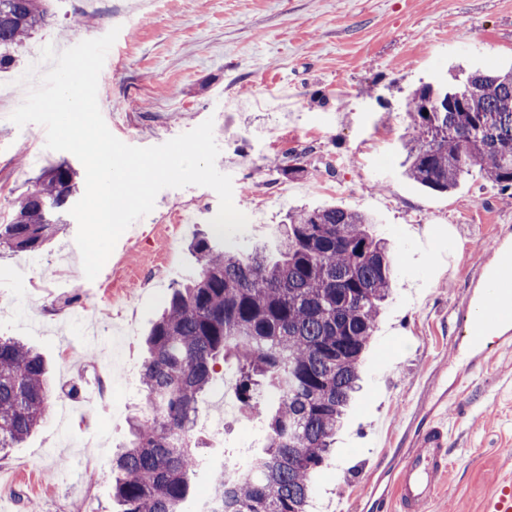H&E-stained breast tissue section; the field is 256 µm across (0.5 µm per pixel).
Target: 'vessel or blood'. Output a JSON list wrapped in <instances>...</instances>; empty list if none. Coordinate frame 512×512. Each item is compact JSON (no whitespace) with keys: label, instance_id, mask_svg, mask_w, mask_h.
Segmentation results:
<instances>
[{"label":"vessel or blood","instance_id":"1","mask_svg":"<svg viewBox=\"0 0 512 512\" xmlns=\"http://www.w3.org/2000/svg\"><path fill=\"white\" fill-rule=\"evenodd\" d=\"M492 248L497 261L481 265L476 279L496 282V289L483 295L469 291L465 300L471 311L465 343L473 368L484 365L491 351L512 346V281L504 277L512 270V240L496 237ZM446 403L443 397L436 400L409 447L396 449L398 475L393 488L373 483L368 498L375 512H429L448 473V419L442 413ZM485 512H512L511 480L498 485Z\"/></svg>","mask_w":512,"mask_h":512}]
</instances>
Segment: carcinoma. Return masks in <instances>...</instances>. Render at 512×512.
Wrapping results in <instances>:
<instances>
[{"instance_id":"cac0c4a2","label":"carcinoma","mask_w":512,"mask_h":512,"mask_svg":"<svg viewBox=\"0 0 512 512\" xmlns=\"http://www.w3.org/2000/svg\"><path fill=\"white\" fill-rule=\"evenodd\" d=\"M48 0H0V71L48 18ZM426 84L407 102L412 136L405 174L447 192L473 166L512 196V69L477 71L433 95ZM448 104L444 112H423ZM77 172L61 162L36 178L7 219L0 250L33 252L64 223ZM367 212L302 209L282 225L275 251L243 257L201 237L199 267L176 281L153 323L139 373L143 406L112 464L115 512H184L202 455L193 431L199 399L217 361L234 360L241 410L260 420L264 441L231 512H309L313 477L361 379V358L395 267ZM53 405L41 353L0 336V453L18 448Z\"/></svg>"}]
</instances>
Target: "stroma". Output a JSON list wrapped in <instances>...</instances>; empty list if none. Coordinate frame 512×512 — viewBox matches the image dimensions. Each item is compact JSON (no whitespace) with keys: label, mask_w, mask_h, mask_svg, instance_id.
Returning <instances> with one entry per match:
<instances>
[{"label":"stroma","mask_w":512,"mask_h":512,"mask_svg":"<svg viewBox=\"0 0 512 512\" xmlns=\"http://www.w3.org/2000/svg\"><path fill=\"white\" fill-rule=\"evenodd\" d=\"M48 25L23 50L60 49L120 33L116 60L100 73L111 102L106 124L122 142L156 146L214 121L219 171L249 218L234 247L268 240L289 212L335 204L377 218L396 275L364 354L362 390L315 488L316 512H364L373 471L406 447L417 401L464 380L475 409L449 410L448 474L432 512H483L497 482L512 477V348L485 367L458 362L451 344L459 310L496 234L512 236V203L478 168L436 192L403 173L405 102L459 69L512 68V0H51ZM37 124L0 121V187L14 203L43 169L73 154L45 147ZM40 148L32 160L30 147ZM307 170L296 178L282 166ZM219 209L202 186L167 188L137 232H124L95 280L83 273L77 222L41 250L0 254V336L19 338L51 364L54 404L21 447L0 455V512H112V459L139 404L138 380L91 355L85 322L134 325L132 360L174 281L192 275L194 236H209ZM66 277L54 278L58 265ZM231 367L218 365L200 404L197 433L208 453L235 454L255 438L252 419L230 414L223 439L212 423ZM437 375L436 388L422 378ZM110 377L117 416L91 394Z\"/></svg>","instance_id":"35a3bbf8"}]
</instances>
